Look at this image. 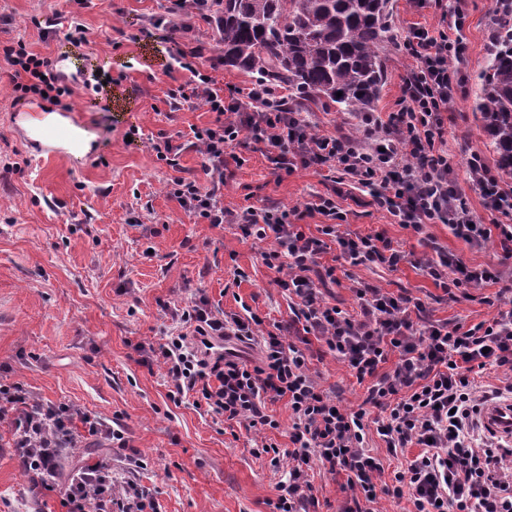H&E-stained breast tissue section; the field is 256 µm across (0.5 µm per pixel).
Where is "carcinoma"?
<instances>
[{"label": "carcinoma", "instance_id": "carcinoma-1", "mask_svg": "<svg viewBox=\"0 0 512 512\" xmlns=\"http://www.w3.org/2000/svg\"><path fill=\"white\" fill-rule=\"evenodd\" d=\"M389 0H213L207 14L224 66L282 85L288 101L370 112L385 79L381 52L396 39ZM501 43L480 75L473 111L498 169L512 175V15L494 18ZM342 96H336V93Z\"/></svg>", "mask_w": 512, "mask_h": 512}]
</instances>
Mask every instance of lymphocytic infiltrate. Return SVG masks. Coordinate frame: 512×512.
Returning <instances> with one entry per match:
<instances>
[{
	"label": "lymphocytic infiltrate",
	"mask_w": 512,
	"mask_h": 512,
	"mask_svg": "<svg viewBox=\"0 0 512 512\" xmlns=\"http://www.w3.org/2000/svg\"><path fill=\"white\" fill-rule=\"evenodd\" d=\"M464 19L457 8L441 12L436 29L409 31L404 48L410 63L397 111L385 121L361 113L357 135L320 132L302 113L289 110L282 88L272 84L257 81L243 97L225 98L223 87L195 64L204 54L202 46L188 48L177 59L190 74V98L215 113L216 120L193 131L202 177L178 174L182 147L172 137L163 134L154 142L157 157L175 170L168 193L197 220L236 225L243 237L262 245L261 257L275 270L278 286L293 304V317L267 330L252 311L213 309L200 293L173 311L163 343H140L136 349L164 365L170 401L179 404L194 396L195 406L258 432L278 428L267 404L287 399L293 420L289 463L276 485L272 512H310L317 504L310 480L314 470L345 476L350 498L344 512H366V504L381 494L409 497L413 512H512V448L474 429L488 401L512 394V296L500 300L491 321L466 327L433 322L423 317L422 302L368 285L357 289L358 310L352 314L325 302L311 276L328 243H336L340 258L354 266L394 268L406 260L404 251L380 234L340 230L342 214L332 196L318 197L311 206L325 219L314 234L293 222L284 207L224 204L225 173L229 165L243 164L237 148L247 140L261 147L276 177L300 167L327 166L368 192L397 224L419 235L428 253L416 265L437 286L493 280L488 268L449 256L425 232L427 225L442 224L471 246L492 238L512 254V187L480 152H471L467 178L494 217L485 224L450 177L445 121L464 88ZM0 60L11 72L15 92L43 94L57 105L72 94L48 56L24 40L1 44ZM257 339L260 359L244 360L238 344ZM218 341L226 344L220 354L213 351ZM318 347L347 365L357 381L367 382L364 407L347 409L339 395L318 386L309 368ZM389 361L393 369L380 372ZM487 369L499 374L501 385L477 392L474 374ZM371 406L381 411L376 432L389 452L419 449L388 482L381 481V463L366 446L364 418ZM3 421L16 435L21 469L44 484L57 477L69 449L80 447L86 437L127 444L122 427L69 404L35 402L18 382L0 383ZM61 496L67 512H161L149 488L114 481L112 466L104 461L74 472Z\"/></svg>",
	"instance_id": "1"
}]
</instances>
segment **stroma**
<instances>
[{
    "label": "stroma",
    "instance_id": "35a3bbf8",
    "mask_svg": "<svg viewBox=\"0 0 512 512\" xmlns=\"http://www.w3.org/2000/svg\"><path fill=\"white\" fill-rule=\"evenodd\" d=\"M467 50L464 73L474 78L486 65L487 32L497 0H462ZM167 0H0V42L24 39L51 55L56 39H43L39 20L59 14L86 31L77 64L111 71L126 112L110 111L107 100L75 89L68 106L83 110L100 149L76 165L31 160L15 133L10 114L18 97L10 72L0 67V379L23 383L42 403H66L105 422H120L127 448L100 444L74 451L77 462L117 458L120 477L154 490L161 512H270L275 484L287 462L271 466L252 450L261 442L280 449L291 443L286 400L269 403L279 429L261 433L226 422L192 403H172L158 362L141 363L140 342L160 343L170 311L202 291L227 312L249 305L265 325L288 321L289 301L258 248L231 224L195 223L167 193L171 168L157 159L159 133L180 135L178 162L199 174L201 156L192 128L215 121L213 113L180 97L189 78L175 64L182 50L202 45L205 57L221 53L211 28L194 16H172ZM398 42L383 51L386 82L375 105L380 118L397 109L408 56L401 42L415 27L436 28L434 0H390ZM473 91L459 97L448 115V152L454 176L470 208L485 216L479 191L469 183L464 162L471 151L487 164L495 157L473 112ZM231 167L224 202L232 208L273 203L293 210L306 231L323 218L308 208L318 195L335 193L348 230L383 234L403 250L422 255L417 235L372 204L367 193L336 184L335 174L314 167L276 179L259 148L244 151ZM429 233L449 254L469 265L499 271V281L478 288L443 290L413 264L396 269L352 266L334 260L336 281L325 299L353 311L363 284L420 300L434 321L471 326L491 320L502 288H512V259L495 241L474 248L446 226ZM243 271L235 280V271ZM312 374L322 389L336 392L355 409L366 397L346 365L330 355L315 359ZM14 430L0 424V512H65L58 490L33 488L13 455Z\"/></svg>",
    "mask_w": 512,
    "mask_h": 512
}]
</instances>
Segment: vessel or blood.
Wrapping results in <instances>:
<instances>
[{"label": "vessel or blood", "instance_id": "obj_1", "mask_svg": "<svg viewBox=\"0 0 512 512\" xmlns=\"http://www.w3.org/2000/svg\"><path fill=\"white\" fill-rule=\"evenodd\" d=\"M11 123L22 135L39 161L63 157L76 161L84 150V134L89 127L77 109L57 108L39 101L24 100L16 104ZM485 424L494 431L512 433V402L487 407Z\"/></svg>", "mask_w": 512, "mask_h": 512}]
</instances>
